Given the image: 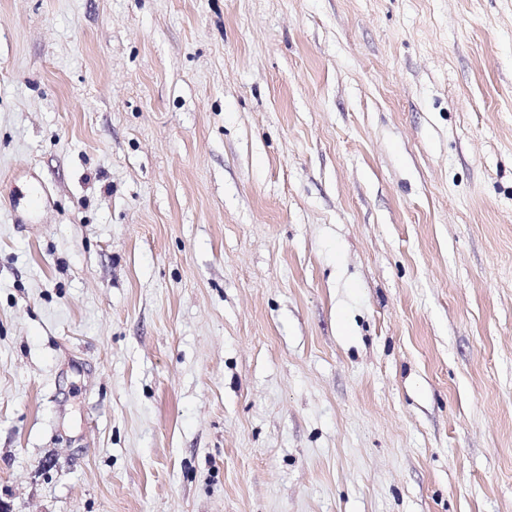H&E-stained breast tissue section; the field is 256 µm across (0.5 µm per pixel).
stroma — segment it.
Wrapping results in <instances>:
<instances>
[{
  "instance_id": "obj_1",
  "label": "stroma",
  "mask_w": 512,
  "mask_h": 512,
  "mask_svg": "<svg viewBox=\"0 0 512 512\" xmlns=\"http://www.w3.org/2000/svg\"><path fill=\"white\" fill-rule=\"evenodd\" d=\"M7 512H512V0H0Z\"/></svg>"
}]
</instances>
